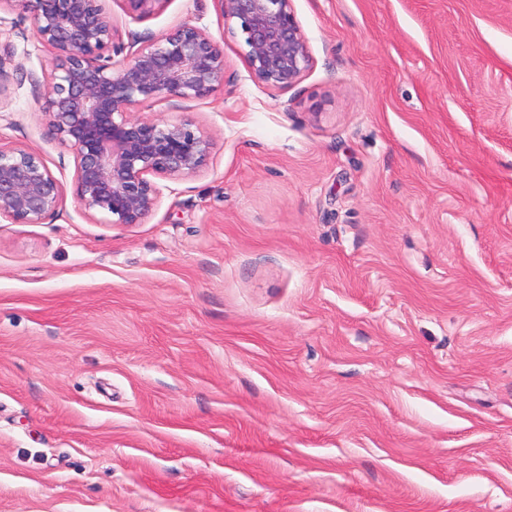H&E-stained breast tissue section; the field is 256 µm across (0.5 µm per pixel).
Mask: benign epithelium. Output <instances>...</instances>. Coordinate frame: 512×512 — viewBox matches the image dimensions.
<instances>
[{
  "label": "benign epithelium",
  "mask_w": 512,
  "mask_h": 512,
  "mask_svg": "<svg viewBox=\"0 0 512 512\" xmlns=\"http://www.w3.org/2000/svg\"><path fill=\"white\" fill-rule=\"evenodd\" d=\"M33 35L55 54L42 117L51 139L74 159V195L84 212L109 224H141L157 207L159 179L180 180L208 165L213 141L190 119L134 117L160 99L204 100L224 85V43L234 39L251 76L286 92L313 58L293 0H213L223 36L183 23L125 45L106 0H11ZM134 19L168 0H120ZM64 200L60 182L27 147L0 148V219L42 224Z\"/></svg>",
  "instance_id": "1"
}]
</instances>
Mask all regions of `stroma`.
Listing matches in <instances>:
<instances>
[{
	"mask_svg": "<svg viewBox=\"0 0 512 512\" xmlns=\"http://www.w3.org/2000/svg\"><path fill=\"white\" fill-rule=\"evenodd\" d=\"M293 8L295 87L230 40L210 98L140 107L214 149L126 226L76 202L0 0V147L64 191L0 221V512H512V0Z\"/></svg>",
	"mask_w": 512,
	"mask_h": 512,
	"instance_id": "stroma-1",
	"label": "stroma"
}]
</instances>
